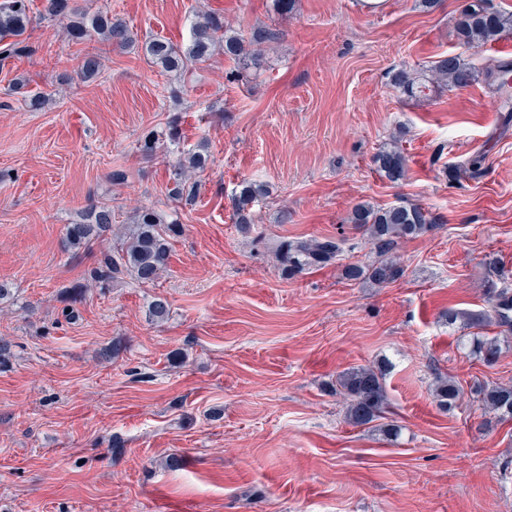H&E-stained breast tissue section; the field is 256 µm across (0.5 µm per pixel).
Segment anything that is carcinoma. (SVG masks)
I'll use <instances>...</instances> for the list:
<instances>
[{"label": "carcinoma", "mask_w": 512, "mask_h": 512, "mask_svg": "<svg viewBox=\"0 0 512 512\" xmlns=\"http://www.w3.org/2000/svg\"><path fill=\"white\" fill-rule=\"evenodd\" d=\"M45 11L52 17L69 18L71 36L79 41H92L94 35L100 41L123 48L130 43L129 29L118 20L102 13L89 14L87 10L73 6L70 0H46ZM31 23L29 0H0V57L19 55L26 51L19 40ZM512 34V12L486 7L480 0H462L456 22L458 41L471 48H479ZM261 40L245 42L224 18L211 13L196 16L191 24L190 41L177 45L155 39L145 43V52L152 63L179 77L186 75L189 65L208 59L216 47L224 46V54L243 61L247 67L257 68L262 63ZM102 66L101 55L93 47L84 54L78 65V74L84 80L98 75ZM512 74L511 62H499L479 71L459 55L449 54L434 62L427 78L413 77L402 70L394 76V86L413 98L431 85L463 89L484 77L488 85L501 91ZM379 172L392 182L403 180L407 174V162L402 150L394 145L381 148L374 156ZM206 158L199 150L180 152L174 168L171 196L176 200H191L197 182L193 177L204 171ZM266 194L263 186L251 182L239 184L234 195L235 224L243 234L251 233L255 224L252 211L257 198ZM87 221L66 227L67 243L72 248H88L98 241L102 233L112 228V207L106 203L94 204L86 212ZM347 222L360 231L375 255L368 264L350 262L343 265V277L349 281L382 288L397 281L403 275L398 248L401 242L425 235L434 228L430 214L418 205L394 204L378 207L368 201L356 204ZM175 222L165 223L151 208H142L131 217V222L121 227L112 244V252L105 255L102 264L90 274V279L100 285L130 275L141 284H153L167 269L171 252V238L177 233ZM338 242L329 237L294 239L281 242L277 249V261L281 274L288 279L310 269L332 265L340 256ZM490 310L479 314L448 311V323L463 318L466 325L478 327L495 323L512 326V289L499 287L491 282ZM481 359L491 364L499 353L497 339L478 341ZM336 393L345 401L344 418L354 426H366L383 418L387 405L385 373L379 366H358L341 372L336 380ZM462 393L454 381L441 379L433 395L437 404L446 409L452 406ZM477 394L487 413L499 421L512 420V385L478 386Z\"/></svg>", "instance_id": "carcinoma-1"}]
</instances>
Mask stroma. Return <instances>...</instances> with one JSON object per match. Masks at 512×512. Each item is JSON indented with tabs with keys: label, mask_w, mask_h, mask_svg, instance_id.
Segmentation results:
<instances>
[{
	"label": "stroma",
	"mask_w": 512,
	"mask_h": 512,
	"mask_svg": "<svg viewBox=\"0 0 512 512\" xmlns=\"http://www.w3.org/2000/svg\"><path fill=\"white\" fill-rule=\"evenodd\" d=\"M76 2L135 37L103 45L97 77H77L88 46L45 0H31L27 52L0 62V512H512V420L472 390L512 383V330L483 328L500 345L488 365L472 330L443 317L487 310L485 254L512 270V101L482 81L416 98L392 82L448 54L512 62V35L463 46L458 0H295L288 14L274 0ZM204 11L248 40L272 32L262 67L218 51L180 80L147 59L146 41L188 43ZM33 94L48 105L29 108ZM174 120L209 157L189 205L170 194L179 152L141 149ZM386 143L408 159L403 181L375 170ZM480 153V175L449 179ZM244 180L268 190L259 244L234 223ZM362 200L417 204L438 223L401 244L404 273L383 288L341 275L373 259L346 221ZM98 202L117 226L141 207L182 224L158 283L89 287L112 240L73 249L65 228ZM312 237L336 238L339 263L284 278L275 244ZM378 364L393 441L348 424L330 390ZM440 376L463 389L447 410Z\"/></svg>",
	"instance_id": "stroma-1"
}]
</instances>
